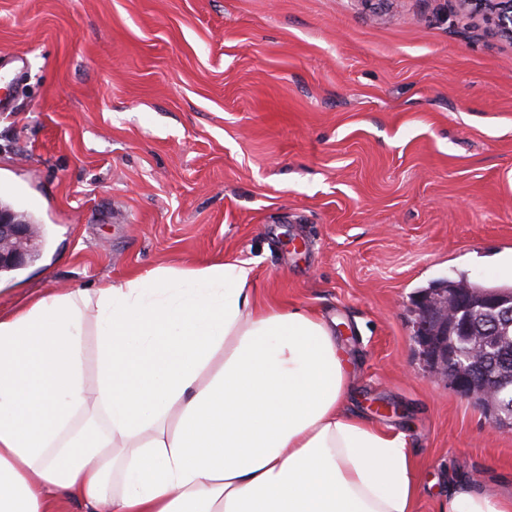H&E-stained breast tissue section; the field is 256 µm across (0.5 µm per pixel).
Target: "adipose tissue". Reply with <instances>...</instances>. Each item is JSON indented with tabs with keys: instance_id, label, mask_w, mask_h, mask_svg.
Masks as SVG:
<instances>
[{
	"instance_id": "1",
	"label": "adipose tissue",
	"mask_w": 512,
	"mask_h": 512,
	"mask_svg": "<svg viewBox=\"0 0 512 512\" xmlns=\"http://www.w3.org/2000/svg\"><path fill=\"white\" fill-rule=\"evenodd\" d=\"M251 285L236 259L160 265L0 313V512H417L405 434L343 407L334 328ZM442 512L512 498L462 483Z\"/></svg>"
}]
</instances>
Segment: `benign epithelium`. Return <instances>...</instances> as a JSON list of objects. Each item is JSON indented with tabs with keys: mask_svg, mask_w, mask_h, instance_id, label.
Wrapping results in <instances>:
<instances>
[{
	"mask_svg": "<svg viewBox=\"0 0 512 512\" xmlns=\"http://www.w3.org/2000/svg\"><path fill=\"white\" fill-rule=\"evenodd\" d=\"M464 15H480L497 34L512 43V0H456ZM34 225L17 212L0 207V269L21 267L30 261ZM415 342L439 377L463 397L480 396L492 415L512 406V385L490 373L484 365L512 344V293H491L479 299L447 288H434L416 299ZM471 347L462 356L454 341Z\"/></svg>",
	"mask_w": 512,
	"mask_h": 512,
	"instance_id": "7a95c632",
	"label": "benign epithelium"
}]
</instances>
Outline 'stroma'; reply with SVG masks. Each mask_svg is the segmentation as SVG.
I'll return each mask as SVG.
<instances>
[{
	"mask_svg": "<svg viewBox=\"0 0 512 512\" xmlns=\"http://www.w3.org/2000/svg\"><path fill=\"white\" fill-rule=\"evenodd\" d=\"M27 61L0 201L44 226L0 310L166 264L239 259L263 305L336 329L347 408L404 433L418 512L512 497V429L434 376L419 292L512 286V43L456 0H0ZM386 410H379V403ZM512 498L494 497L471 483H462L451 489L441 512H511Z\"/></svg>",
	"mask_w": 512,
	"mask_h": 512,
	"instance_id": "stroma-1",
	"label": "stroma"
}]
</instances>
